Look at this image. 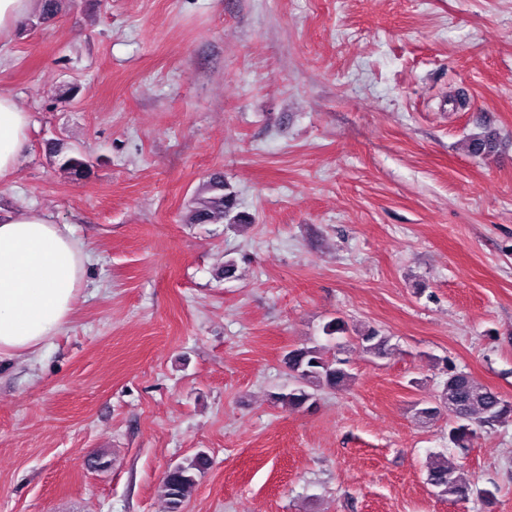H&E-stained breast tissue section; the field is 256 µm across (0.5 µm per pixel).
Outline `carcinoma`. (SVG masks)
I'll list each match as a JSON object with an SVG mask.
<instances>
[{"label": "carcinoma", "instance_id": "carcinoma-1", "mask_svg": "<svg viewBox=\"0 0 512 512\" xmlns=\"http://www.w3.org/2000/svg\"><path fill=\"white\" fill-rule=\"evenodd\" d=\"M59 167L76 177L86 175L88 168L83 156L75 151H55ZM236 196L224 178L216 175L209 180L186 216L188 224H247L249 217L235 212ZM350 324L340 317L328 321L323 332L327 340L339 346L348 339ZM359 348L366 353L380 354L387 337L374 329L359 330L354 337ZM288 370L298 378L296 386L288 392L273 394L275 402L287 409H302L313 405L318 392L340 390L355 380L348 361L330 352L325 345L303 346L288 352L285 357ZM448 378L433 401L422 402L415 408V416L427 423L446 414L455 419L448 436L458 455L469 452L470 441L481 427H491L512 416V402L498 397L491 389L473 376L461 371L447 372ZM209 460L203 453L174 466L163 476L160 495L168 505V512H177L194 490L198 478L207 469ZM426 483L450 500H465L473 493L471 480L460 468L445 457L427 470Z\"/></svg>", "mask_w": 512, "mask_h": 512}]
</instances>
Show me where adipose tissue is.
Returning a JSON list of instances; mask_svg holds the SVG:
<instances>
[{
    "mask_svg": "<svg viewBox=\"0 0 512 512\" xmlns=\"http://www.w3.org/2000/svg\"><path fill=\"white\" fill-rule=\"evenodd\" d=\"M32 119L0 90V181L13 176ZM88 255L50 216L0 215V360L35 354L69 323Z\"/></svg>",
    "mask_w": 512,
    "mask_h": 512,
    "instance_id": "obj_1",
    "label": "adipose tissue"
}]
</instances>
